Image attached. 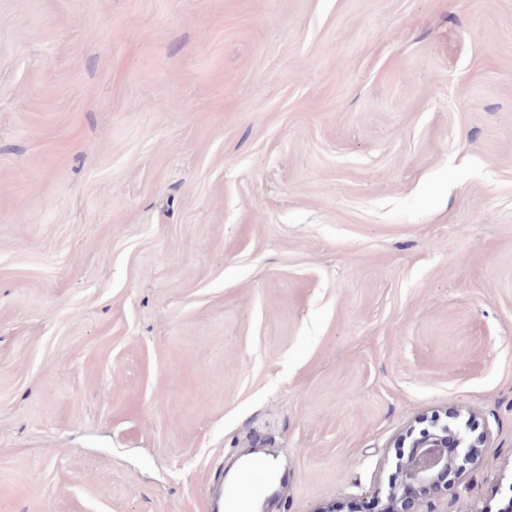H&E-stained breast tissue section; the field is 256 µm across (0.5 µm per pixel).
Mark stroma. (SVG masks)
Instances as JSON below:
<instances>
[{"label": "stroma", "instance_id": "1", "mask_svg": "<svg viewBox=\"0 0 512 512\" xmlns=\"http://www.w3.org/2000/svg\"><path fill=\"white\" fill-rule=\"evenodd\" d=\"M512 497V0H0V512ZM448 440L452 441L457 449L453 459L448 458ZM409 447L413 449L405 461L401 462L400 485L376 491V498L382 504L381 512H396L395 505L399 500L400 486L410 484L430 487L438 481L443 471H449L453 467L459 469L468 463L471 448L476 445L460 427L452 428L449 424H444L439 431H424ZM457 461L460 463L457 464ZM258 491L259 488L255 482L254 471L252 468H249L244 473L241 484L231 492L234 509L237 510V512H248L253 509V504L258 498Z\"/></svg>", "mask_w": 512, "mask_h": 512}]
</instances>
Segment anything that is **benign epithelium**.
<instances>
[{
    "label": "benign epithelium",
    "instance_id": "benign-epithelium-1",
    "mask_svg": "<svg viewBox=\"0 0 512 512\" xmlns=\"http://www.w3.org/2000/svg\"><path fill=\"white\" fill-rule=\"evenodd\" d=\"M453 443L457 449L455 458H448V443ZM471 442L464 430L451 427L448 424L440 430L425 431L413 440L412 451L405 461L401 462L400 486L410 484L419 487H429L438 481L439 475L453 468L459 469L471 458ZM376 498L382 504L381 512H396L399 500V486L376 491Z\"/></svg>",
    "mask_w": 512,
    "mask_h": 512
}]
</instances>
